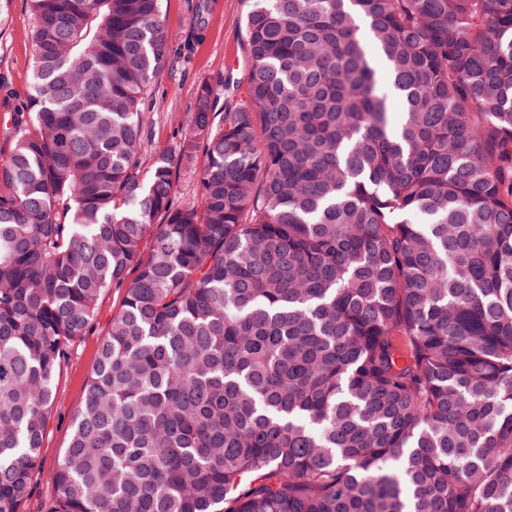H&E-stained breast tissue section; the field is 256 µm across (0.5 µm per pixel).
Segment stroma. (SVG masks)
<instances>
[{
    "mask_svg": "<svg viewBox=\"0 0 512 512\" xmlns=\"http://www.w3.org/2000/svg\"><path fill=\"white\" fill-rule=\"evenodd\" d=\"M0 76L7 82L15 102L25 100L31 82L32 16L28 0H0ZM244 6L242 0H221L211 15L209 28L194 55L167 68L153 91V122L150 142H175L177 123L190 113L198 85L217 81L229 69L242 70L247 57L242 41ZM123 289L112 288L99 300L91 329L76 341L63 358L57 376V400L47 427L38 486L26 502L24 512H53L54 484L58 464L68 445L74 418L82 404L84 388L92 371L99 345L113 314L121 307Z\"/></svg>",
    "mask_w": 512,
    "mask_h": 512,
    "instance_id": "obj_1",
    "label": "stroma"
}]
</instances>
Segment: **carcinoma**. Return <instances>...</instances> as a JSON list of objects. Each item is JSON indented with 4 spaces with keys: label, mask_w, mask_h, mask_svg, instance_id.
Segmentation results:
<instances>
[{
    "label": "carcinoma",
    "mask_w": 512,
    "mask_h": 512,
    "mask_svg": "<svg viewBox=\"0 0 512 512\" xmlns=\"http://www.w3.org/2000/svg\"><path fill=\"white\" fill-rule=\"evenodd\" d=\"M162 2L29 0L0 512L109 288L53 512H512V0H244L246 69L147 153L145 100L209 24L195 0L174 49ZM176 205H189L197 203L198 190L197 178L193 170L188 168H179L176 172Z\"/></svg>",
    "instance_id": "obj_1"
}]
</instances>
